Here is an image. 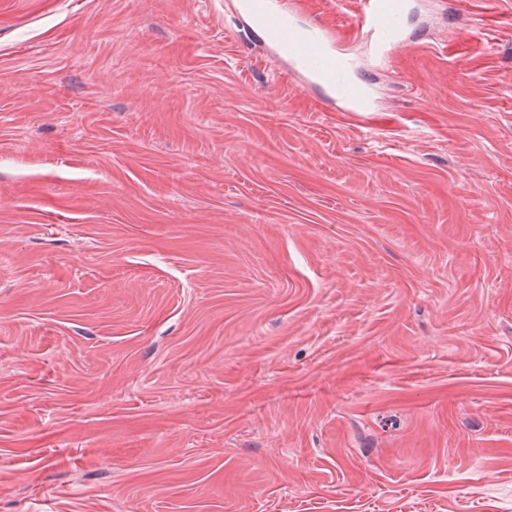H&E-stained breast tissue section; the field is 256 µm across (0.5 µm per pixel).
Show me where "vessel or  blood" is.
Returning <instances> with one entry per match:
<instances>
[{"label":"vessel or blood","instance_id":"vessel-or-blood-1","mask_svg":"<svg viewBox=\"0 0 512 512\" xmlns=\"http://www.w3.org/2000/svg\"><path fill=\"white\" fill-rule=\"evenodd\" d=\"M297 4L298 0H238L236 10L261 31L276 52L287 54L350 111H366L367 92L361 84L347 79V60L332 48L334 35L326 29L317 33L290 22ZM358 4L357 32L377 54H385L400 43L405 0H358Z\"/></svg>","mask_w":512,"mask_h":512}]
</instances>
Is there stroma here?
<instances>
[{
	"mask_svg": "<svg viewBox=\"0 0 512 512\" xmlns=\"http://www.w3.org/2000/svg\"><path fill=\"white\" fill-rule=\"evenodd\" d=\"M372 111L236 0H0V512H512V0H407Z\"/></svg>",
	"mask_w": 512,
	"mask_h": 512,
	"instance_id": "35a3bbf8",
	"label": "stroma"
}]
</instances>
